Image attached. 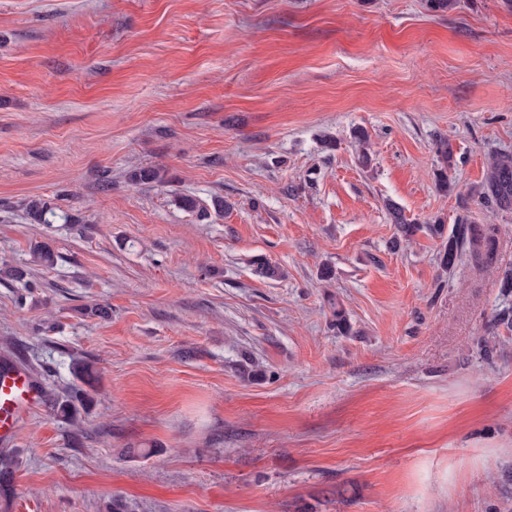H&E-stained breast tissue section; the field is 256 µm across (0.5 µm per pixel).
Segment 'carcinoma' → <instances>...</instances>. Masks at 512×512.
Wrapping results in <instances>:
<instances>
[{"label": "carcinoma", "instance_id": "obj_1", "mask_svg": "<svg viewBox=\"0 0 512 512\" xmlns=\"http://www.w3.org/2000/svg\"><path fill=\"white\" fill-rule=\"evenodd\" d=\"M443 166L436 173V186L446 192L450 188L448 181V169L452 167V153L448 142L441 141L437 147ZM128 180L135 185H148L161 181L160 171L156 168L146 167L132 171ZM471 195L478 198L480 204L503 212L512 211V154L497 153L489 162L484 181L472 189ZM179 207L185 211L196 214L201 221L210 217V212L200 205L199 201L190 195H180L176 199ZM392 222L397 224L400 233L405 238H410L416 233L424 231L439 238H446L443 251L440 252L438 260L441 268L449 270L455 266L463 256L466 249L478 250L483 246L485 263L494 262V243L496 240L497 228L493 225L482 228L473 224L469 215L464 214L458 217L456 224L451 228L450 233H445V225L435 221L433 223L420 224L409 221L403 211L396 205L389 207ZM25 215L32 224H64L70 223L69 215L61 211L55 204L47 199L34 197L25 204ZM31 263L43 268L53 267L56 259L55 252L46 242L40 241L30 247ZM70 372L75 383L71 384L62 396L56 397L53 408L56 414L62 419L76 423L78 421L77 405L90 401L86 390L77 385V382L89 383L92 379V372L89 366L80 361L71 363Z\"/></svg>", "mask_w": 512, "mask_h": 512}]
</instances>
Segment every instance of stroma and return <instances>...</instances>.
Here are the masks:
<instances>
[{"instance_id": "obj_1", "label": "stroma", "mask_w": 512, "mask_h": 512, "mask_svg": "<svg viewBox=\"0 0 512 512\" xmlns=\"http://www.w3.org/2000/svg\"><path fill=\"white\" fill-rule=\"evenodd\" d=\"M499 152L507 0H0V266L26 271L0 355L59 390L95 371L80 442L45 407L0 445V512H512V213L469 195ZM33 197L73 223H29ZM389 200L496 225L494 265L393 247Z\"/></svg>"}]
</instances>
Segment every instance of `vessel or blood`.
Returning <instances> with one entry per match:
<instances>
[{
    "label": "vessel or blood",
    "instance_id": "b4317fda",
    "mask_svg": "<svg viewBox=\"0 0 512 512\" xmlns=\"http://www.w3.org/2000/svg\"><path fill=\"white\" fill-rule=\"evenodd\" d=\"M43 405L36 375L13 359H0V442H14L22 419Z\"/></svg>",
    "mask_w": 512,
    "mask_h": 512
}]
</instances>
